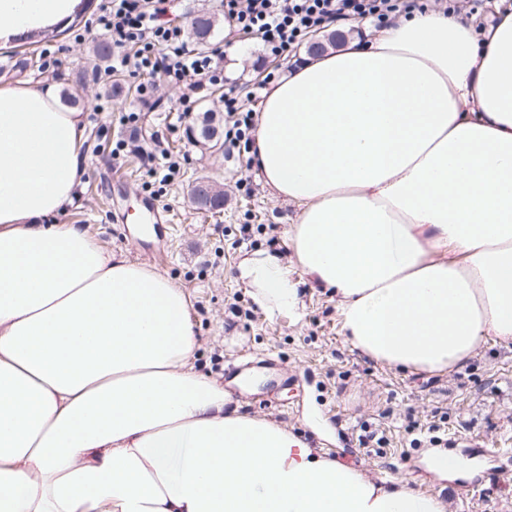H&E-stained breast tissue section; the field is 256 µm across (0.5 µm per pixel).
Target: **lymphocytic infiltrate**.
Returning <instances> with one entry per match:
<instances>
[{
    "label": "lymphocytic infiltrate",
    "mask_w": 512,
    "mask_h": 512,
    "mask_svg": "<svg viewBox=\"0 0 512 512\" xmlns=\"http://www.w3.org/2000/svg\"><path fill=\"white\" fill-rule=\"evenodd\" d=\"M168 0H103L97 27L112 40L110 73L164 74L196 95L224 82V53L189 49L181 26L165 21ZM224 17L239 39L258 41L272 55L293 58L303 39L340 20L383 27L412 0H223ZM247 104L224 97V144L235 152L254 130L255 94Z\"/></svg>",
    "instance_id": "obj_1"
}]
</instances>
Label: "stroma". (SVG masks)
Masks as SVG:
<instances>
[{"instance_id":"stroma-1","label":"stroma","mask_w":512,"mask_h":512,"mask_svg":"<svg viewBox=\"0 0 512 512\" xmlns=\"http://www.w3.org/2000/svg\"><path fill=\"white\" fill-rule=\"evenodd\" d=\"M101 0L61 27L55 38L0 46V79L33 88L46 84L77 96L87 130L85 175L71 203L54 224H74L98 244L167 275L184 291L198 348L195 365L223 381L224 369L248 358L266 359L278 383H259L239 398L243 412L266 419L310 441L337 462L373 480L400 481L440 495L447 512H512V482L499 477L500 450H512V349L487 342L465 365L444 374L411 373L368 360L344 341L337 299L314 283L301 285L298 313L270 317L253 290L235 276L246 254L263 250L294 263L285 231L296 218L293 204L278 200L251 164L210 152L191 141L183 108L215 105L217 94L185 100L179 86L148 75L104 76L93 53L102 34L95 25ZM211 46L224 50V84L245 97L251 80L286 72L288 61L272 58L252 40L228 43L216 31ZM152 86L141 96L140 85ZM140 115L131 135L124 120ZM125 140L120 157L112 144ZM161 142L178 171L155 201L170 211L171 224L147 235L136 230L139 200L147 195L151 168L145 153ZM208 179L224 192L223 207L196 209L192 184ZM367 424L386 439L381 452L358 443ZM439 427L438 443L418 441L422 425ZM441 448L474 461V479L444 481L423 458Z\"/></svg>"}]
</instances>
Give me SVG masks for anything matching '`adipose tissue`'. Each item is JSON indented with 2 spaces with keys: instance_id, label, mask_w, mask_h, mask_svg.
<instances>
[{
  "instance_id": "obj_1",
  "label": "adipose tissue",
  "mask_w": 512,
  "mask_h": 512,
  "mask_svg": "<svg viewBox=\"0 0 512 512\" xmlns=\"http://www.w3.org/2000/svg\"><path fill=\"white\" fill-rule=\"evenodd\" d=\"M78 0H0V43ZM85 126L54 86L0 82V512H447L230 405L198 372L166 275L49 216L84 172ZM254 162L298 214L288 265L237 278L270 313L302 277L344 340L414 373L512 346V12L412 10L266 91Z\"/></svg>"
}]
</instances>
